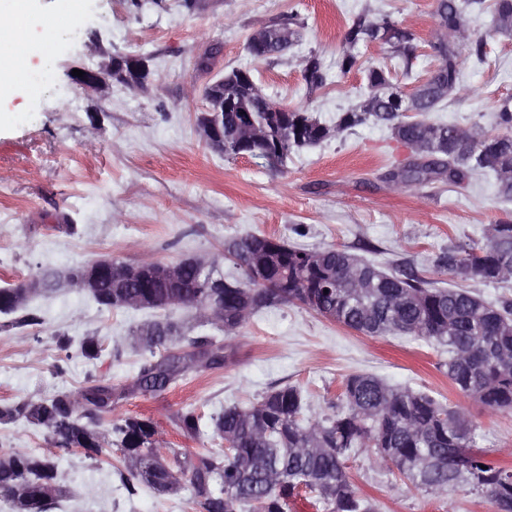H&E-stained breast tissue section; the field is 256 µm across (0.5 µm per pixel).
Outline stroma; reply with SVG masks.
<instances>
[{"mask_svg": "<svg viewBox=\"0 0 512 512\" xmlns=\"http://www.w3.org/2000/svg\"><path fill=\"white\" fill-rule=\"evenodd\" d=\"M30 5L26 54L47 80L0 99L1 286L103 258L171 264L218 256L221 270L230 273L224 243L249 234L310 250L342 247L381 266L445 282L449 275L436 259L448 245L482 243L487 225L512 222V200L499 197L489 172L467 186L386 181L410 151L376 126L293 153L280 169L222 155L200 141L196 120L207 106L204 89L232 69L250 70L267 97L329 124L364 96L368 68L390 69L393 83L413 89L437 63L436 0H196L191 9L184 0ZM362 14L391 15L415 34L411 75L391 70L389 49L380 43L360 44L358 68L341 73L344 32ZM489 16L486 6L468 8L467 36L457 43L458 89L430 120L491 131L501 103L512 100V36L487 40L484 61L475 56ZM290 19L299 38L286 53L257 59L247 52L256 27ZM213 44L221 51L211 69L197 70L196 59ZM126 54L149 59L155 82L146 91L116 83L102 96L72 85L71 70ZM313 55L328 74L319 87L304 79L305 61ZM29 310L38 321L22 328L0 317L1 406L78 392L92 379L123 387L151 356L129 339L148 321L165 317L185 335L228 340L214 327L196 325L185 308L108 310L68 288L36 298ZM60 335L98 337L100 358L65 355L56 344ZM228 341L235 351L231 363L190 374L164 392L120 400L100 429L127 416L147 417L163 448L193 455L223 442L210 431L185 434L176 422L184 408L209 418L288 383L300 389L306 417H323L335 411L343 380L367 373L465 410L477 427L478 450L512 468V413L486 412L452 386L447 347L412 336H365L298 303L260 311ZM19 449L58 458L64 494L51 512H198L186 484L174 494L144 487L129 494L119 451L91 458L58 447L42 427L0 423V455ZM345 464L377 512L494 510L488 499L465 491L445 498L408 489L368 448L352 452Z\"/></svg>", "mask_w": 512, "mask_h": 512, "instance_id": "stroma-1", "label": "stroma"}]
</instances>
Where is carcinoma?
<instances>
[{"mask_svg": "<svg viewBox=\"0 0 512 512\" xmlns=\"http://www.w3.org/2000/svg\"><path fill=\"white\" fill-rule=\"evenodd\" d=\"M472 0H436L438 30L433 48L435 70L412 89L416 111L394 110L388 94L395 90L381 68L366 73L367 96L340 115L336 124L322 122L301 109L253 113L246 128L239 113L224 112V142L254 140L256 147H271V165L283 167L297 151L315 147L364 124L386 128L410 148L412 156L390 173V181L422 186L436 180L463 185L476 174H495L497 192L512 200V111L498 110L495 132L468 130L434 122L427 114L456 89L460 60L455 42L464 38L466 8ZM270 52L287 50L298 31L287 24L258 29ZM490 33L512 36V0H493ZM414 33L390 17H358L346 30L340 69L357 67L355 49L361 43L380 42L391 49L397 66L409 70L414 58ZM305 79L318 85L325 79L318 57H309ZM265 235H249L224 243V258L242 271L240 279H224V333L230 335L259 311L299 303L318 315L370 337L404 335L448 346L449 381L465 396L491 413H512V299L489 302L463 286L469 280L495 284L512 280V224H490L481 245L450 246L437 258L452 284L444 287L419 276H403L344 248L308 250L283 240L269 245ZM181 306L204 319L206 308L198 297L205 273L186 260L182 269ZM103 294H112L109 309H164L163 289L153 288L155 300L138 302L145 289L135 282L103 278ZM23 289L0 287V316L18 312L12 305ZM132 342L149 351L166 349L160 358L139 365L128 392L158 393L188 374L219 369L233 346L192 340L190 348L177 345L172 326L144 324L133 331ZM82 354L97 359L101 341L87 336ZM112 387L93 384L73 396L61 391L38 402L23 401L0 407V421L24 419L44 428L54 439L100 456L120 449L132 486L158 494L177 491L187 482L201 512H288L284 500L295 501L301 492H314L324 512H376L363 497L345 466L358 448H371L383 465L395 468L403 481L428 495L451 496L461 489L491 501L496 512H512V470L502 468L475 449L476 427L469 415L449 409L426 392L394 387L368 374L345 378L341 408L321 419H303V397L294 385L266 392L246 406H229L206 421L188 408L178 416L179 427L197 436L207 427L224 439L225 447L194 456L168 460L158 446L153 421L127 416L109 431L95 419L112 412ZM58 462L49 455L15 451L0 455V498L14 512H48L63 493L57 484Z\"/></svg>", "mask_w": 512, "mask_h": 512, "instance_id": "obj_1", "label": "carcinoma"}]
</instances>
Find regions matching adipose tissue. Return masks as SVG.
Wrapping results in <instances>:
<instances>
[{"label":"adipose tissue","instance_id":"ef3b65f1","mask_svg":"<svg viewBox=\"0 0 512 512\" xmlns=\"http://www.w3.org/2000/svg\"><path fill=\"white\" fill-rule=\"evenodd\" d=\"M7 21L0 24V97L25 84V68L19 61V46L28 34L29 0H6Z\"/></svg>","mask_w":512,"mask_h":512}]
</instances>
